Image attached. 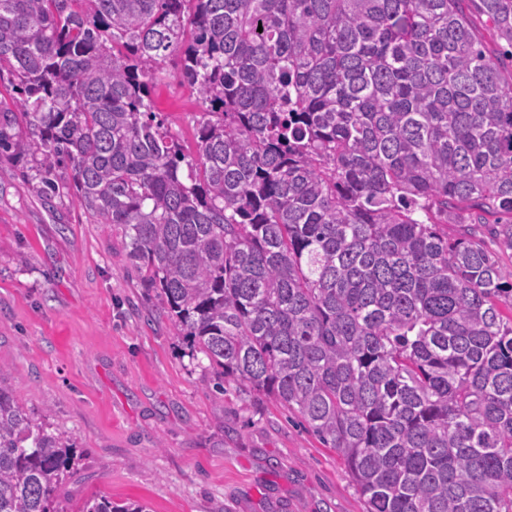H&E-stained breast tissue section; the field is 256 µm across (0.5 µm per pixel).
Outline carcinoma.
<instances>
[{
    "label": "carcinoma",
    "mask_w": 512,
    "mask_h": 512,
    "mask_svg": "<svg viewBox=\"0 0 512 512\" xmlns=\"http://www.w3.org/2000/svg\"><path fill=\"white\" fill-rule=\"evenodd\" d=\"M463 2L0 0V156L72 181L213 387L297 412L366 512H512V268L476 233L508 216L512 253V75ZM469 2L512 53V0ZM171 56L194 157L151 104ZM8 378L0 512H58L80 454Z\"/></svg>",
    "instance_id": "obj_1"
}]
</instances>
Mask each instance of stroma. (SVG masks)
<instances>
[{
  "instance_id": "1",
  "label": "stroma",
  "mask_w": 512,
  "mask_h": 512,
  "mask_svg": "<svg viewBox=\"0 0 512 512\" xmlns=\"http://www.w3.org/2000/svg\"><path fill=\"white\" fill-rule=\"evenodd\" d=\"M177 69L151 99L191 151L202 103ZM161 307L119 234L70 193L44 203L0 159V364L82 453L60 512L95 496L151 512H364L336 452L272 399L232 382L216 392Z\"/></svg>"
}]
</instances>
